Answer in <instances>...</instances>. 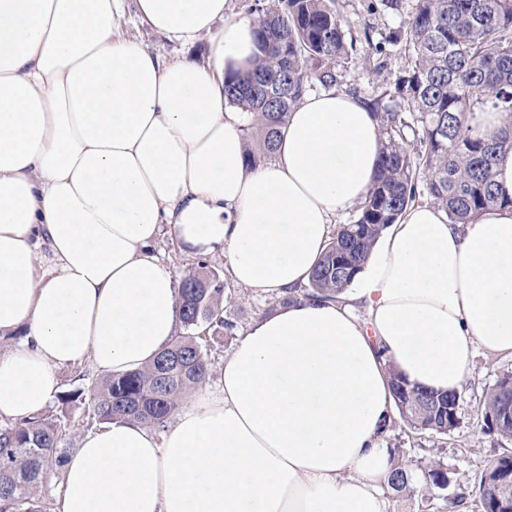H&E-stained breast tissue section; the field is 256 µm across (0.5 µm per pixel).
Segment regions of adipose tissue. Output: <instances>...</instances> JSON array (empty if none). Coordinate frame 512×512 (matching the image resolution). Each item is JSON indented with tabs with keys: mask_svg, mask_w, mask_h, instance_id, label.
Segmentation results:
<instances>
[{
	"mask_svg": "<svg viewBox=\"0 0 512 512\" xmlns=\"http://www.w3.org/2000/svg\"><path fill=\"white\" fill-rule=\"evenodd\" d=\"M131 3L171 41L208 37L207 63L117 37ZM226 5L0 0L1 419L47 407L57 368L119 374L167 346L177 290L148 253L162 229L189 252L223 251L238 285L281 294L307 283L335 218L369 193L377 125L338 89L305 95L273 161L246 167L224 80L260 47ZM494 180L508 205L464 225L409 206L352 293L255 321L217 390L164 430L87 433L58 512H387L388 367L457 392L476 351L512 357V151Z\"/></svg>",
	"mask_w": 512,
	"mask_h": 512,
	"instance_id": "ef3b65f1",
	"label": "adipose tissue"
}]
</instances>
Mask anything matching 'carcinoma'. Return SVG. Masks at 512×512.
Returning <instances> with one entry per match:
<instances>
[{"instance_id":"carcinoma-1","label":"carcinoma","mask_w":512,"mask_h":512,"mask_svg":"<svg viewBox=\"0 0 512 512\" xmlns=\"http://www.w3.org/2000/svg\"><path fill=\"white\" fill-rule=\"evenodd\" d=\"M337 0H267L257 20L261 55L246 72L224 81L227 102L246 116L245 163L254 168L272 159L288 114L308 88H341L338 61L351 56L336 10ZM404 41L407 65L393 86L362 103L383 140L379 167L358 216L342 224L302 290L306 297L331 299L352 283L379 235L418 202L442 208L452 224H466L484 209L503 203L496 189L498 157L512 150V0H413ZM505 113L491 136L474 134L468 115L486 106ZM224 288L215 274L192 271L178 283L185 332L142 368L111 375L84 389L58 396L64 406L77 400L101 424L116 420L155 430L182 406L210 375L201 326L226 328ZM399 417L417 431L446 434L459 424V394L410 384L391 372ZM485 426L512 440V372L486 393ZM62 420L33 416L0 422V512H50L37 496L43 476L67 462L60 443ZM423 486L445 489L447 469L436 460L421 469ZM414 475L394 461L388 487L410 489ZM474 498L482 512H512V450L503 449L494 469L485 468L474 486L453 503Z\"/></svg>"}]
</instances>
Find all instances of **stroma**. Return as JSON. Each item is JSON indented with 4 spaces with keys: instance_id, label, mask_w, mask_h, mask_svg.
Masks as SVG:
<instances>
[{
    "instance_id": "obj_1",
    "label": "stroma",
    "mask_w": 512,
    "mask_h": 512,
    "mask_svg": "<svg viewBox=\"0 0 512 512\" xmlns=\"http://www.w3.org/2000/svg\"><path fill=\"white\" fill-rule=\"evenodd\" d=\"M338 7L347 33L356 40L351 58L339 65L342 88L360 98L371 97L378 87L392 85L404 67V46L396 42L394 36L406 27L409 12L385 9L379 0H338ZM119 32L167 60L189 59L202 64L208 58L207 40L189 46L168 41L142 22L132 9L120 21ZM152 253L171 270L173 277L200 268L219 276L224 286L223 316L229 327L212 329L207 334L211 373L219 375L225 357L239 336L253 321L278 308V296L238 286L228 273L222 251L191 254L182 249L175 237L166 234L158 240ZM507 370L512 371L511 358L476 354L459 394L460 423L448 434L416 431L403 423L390 431L386 438L389 448L403 449L416 469L425 467L430 459H439L448 471L451 486L427 492L418 485L411 491L387 492L389 512H478L471 500L465 503L463 510H456L451 498L454 488L473 485L480 472L507 445L497 433L486 430L480 414L485 394Z\"/></svg>"
}]
</instances>
